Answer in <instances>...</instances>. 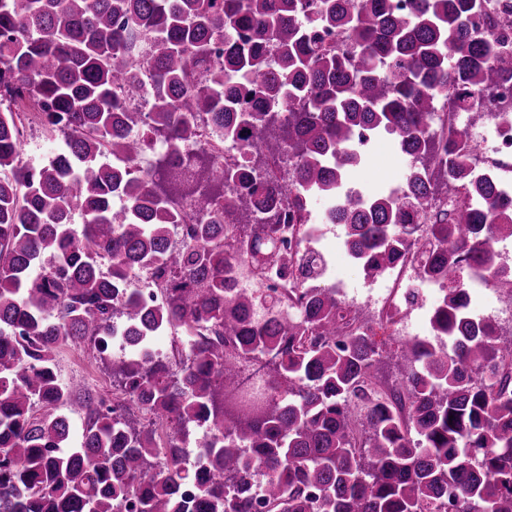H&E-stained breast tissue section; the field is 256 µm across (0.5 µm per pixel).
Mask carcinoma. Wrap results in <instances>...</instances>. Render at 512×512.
Segmentation results:
<instances>
[{"instance_id": "carcinoma-1", "label": "carcinoma", "mask_w": 512, "mask_h": 512, "mask_svg": "<svg viewBox=\"0 0 512 512\" xmlns=\"http://www.w3.org/2000/svg\"><path fill=\"white\" fill-rule=\"evenodd\" d=\"M407 2L0 0V512H512V339L469 311L464 273L512 295L491 247L512 238V204L455 121L512 84V51L473 23L511 30L512 6ZM32 124L65 144L41 166L20 158ZM384 135L409 177L349 187L360 144ZM319 198L364 276L421 252L441 285L433 336L389 348L310 286L318 259L276 234L304 238ZM242 259L293 282L238 288ZM116 324L129 353L112 361ZM78 343L112 365V396L61 381ZM241 359L274 388L260 411L226 404Z\"/></svg>"}]
</instances>
